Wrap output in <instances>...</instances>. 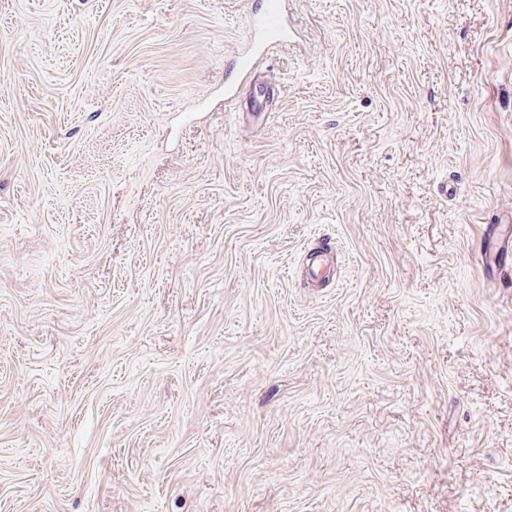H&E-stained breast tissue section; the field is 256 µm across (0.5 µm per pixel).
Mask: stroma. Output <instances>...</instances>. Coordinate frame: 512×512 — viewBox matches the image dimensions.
Wrapping results in <instances>:
<instances>
[{
    "label": "stroma",
    "mask_w": 512,
    "mask_h": 512,
    "mask_svg": "<svg viewBox=\"0 0 512 512\" xmlns=\"http://www.w3.org/2000/svg\"><path fill=\"white\" fill-rule=\"evenodd\" d=\"M259 2L0 0V512H512V0ZM253 23L255 28L267 36L270 45H279L288 41L279 1H267L265 10L254 17Z\"/></svg>",
    "instance_id": "obj_1"
}]
</instances>
